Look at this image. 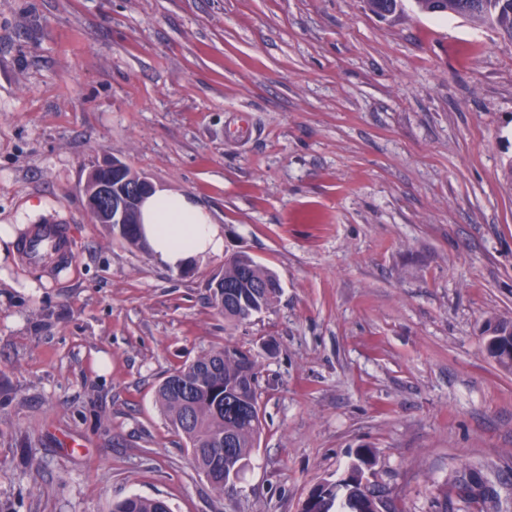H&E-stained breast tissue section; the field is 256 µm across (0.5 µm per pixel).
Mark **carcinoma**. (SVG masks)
I'll list each match as a JSON object with an SVG mask.
<instances>
[{"label":"carcinoma","instance_id":"obj_1","mask_svg":"<svg viewBox=\"0 0 512 512\" xmlns=\"http://www.w3.org/2000/svg\"><path fill=\"white\" fill-rule=\"evenodd\" d=\"M422 13H452L494 28L512 43V0H412ZM281 293L278 277L245 253L224 263V287L213 289V306L224 321L239 325L272 307ZM259 371L250 350L230 344L215 345L167 375L156 392V402L172 428L187 441L192 464L212 489L230 494L249 465L262 430ZM376 465L370 448H360L346 473L311 489L318 512H394L383 495L366 483ZM471 502H482L502 512L493 495L475 475L461 488ZM112 512H169L159 497L131 495L112 505Z\"/></svg>","mask_w":512,"mask_h":512}]
</instances>
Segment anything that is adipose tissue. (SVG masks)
Listing matches in <instances>:
<instances>
[{
  "label": "adipose tissue",
  "mask_w": 512,
  "mask_h": 512,
  "mask_svg": "<svg viewBox=\"0 0 512 512\" xmlns=\"http://www.w3.org/2000/svg\"><path fill=\"white\" fill-rule=\"evenodd\" d=\"M139 220L141 236L161 266H202L224 253L223 229L184 193L154 189L140 205Z\"/></svg>",
  "instance_id": "1"
}]
</instances>
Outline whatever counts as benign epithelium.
<instances>
[{
  "instance_id": "obj_1",
  "label": "benign epithelium",
  "mask_w": 512,
  "mask_h": 512,
  "mask_svg": "<svg viewBox=\"0 0 512 512\" xmlns=\"http://www.w3.org/2000/svg\"><path fill=\"white\" fill-rule=\"evenodd\" d=\"M89 175L95 180L97 194L95 218L100 224L112 225V235L122 238L132 213L153 190V184L113 158L94 164Z\"/></svg>"
}]
</instances>
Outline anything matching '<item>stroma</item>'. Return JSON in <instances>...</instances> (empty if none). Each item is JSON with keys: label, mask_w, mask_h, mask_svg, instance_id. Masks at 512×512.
<instances>
[{"label": "stroma", "mask_w": 512, "mask_h": 512, "mask_svg": "<svg viewBox=\"0 0 512 512\" xmlns=\"http://www.w3.org/2000/svg\"><path fill=\"white\" fill-rule=\"evenodd\" d=\"M114 157L192 196L224 254L189 274L97 223ZM512 44L364 0H0V226L76 225L48 280L0 239V512H299L371 448L396 512H461L471 469L512 491ZM273 270L238 326L226 257ZM250 347L263 431L231 495L156 403L216 344ZM223 277L224 288H218ZM208 286L213 291V306L231 325L242 324L254 314L268 310L281 293L276 274L245 253H237L226 260L224 273L219 274L215 282L211 280ZM112 512H170V509L162 498L131 495L113 504Z\"/></svg>", "instance_id": "1"}]
</instances>
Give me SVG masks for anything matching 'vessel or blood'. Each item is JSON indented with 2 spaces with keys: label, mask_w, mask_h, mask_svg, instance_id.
<instances>
[{
  "label": "vessel or blood",
  "mask_w": 512,
  "mask_h": 512,
  "mask_svg": "<svg viewBox=\"0 0 512 512\" xmlns=\"http://www.w3.org/2000/svg\"><path fill=\"white\" fill-rule=\"evenodd\" d=\"M76 247L71 225L45 223L34 227L21 240L18 257L22 264L40 269L48 278L69 267Z\"/></svg>",
  "instance_id": "vessel-or-blood-1"
}]
</instances>
